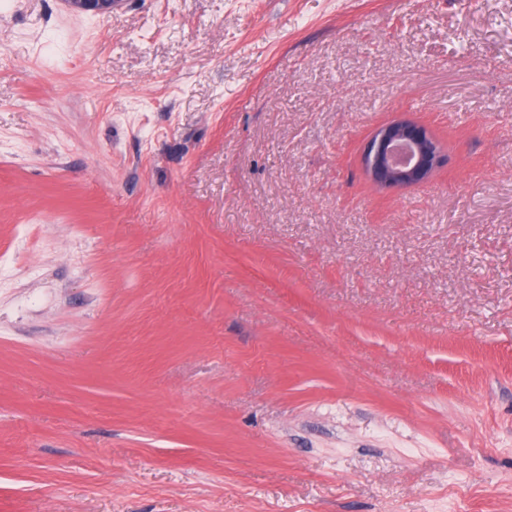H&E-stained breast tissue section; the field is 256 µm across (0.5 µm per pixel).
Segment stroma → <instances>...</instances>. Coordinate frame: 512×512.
Here are the masks:
<instances>
[{
    "mask_svg": "<svg viewBox=\"0 0 512 512\" xmlns=\"http://www.w3.org/2000/svg\"><path fill=\"white\" fill-rule=\"evenodd\" d=\"M0 512H512V0H0ZM361 160L375 184L391 188L427 181L442 155L427 127L401 120L379 127L365 144Z\"/></svg>",
    "mask_w": 512,
    "mask_h": 512,
    "instance_id": "obj_1",
    "label": "stroma"
}]
</instances>
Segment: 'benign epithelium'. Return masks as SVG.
I'll return each mask as SVG.
<instances>
[{
  "mask_svg": "<svg viewBox=\"0 0 512 512\" xmlns=\"http://www.w3.org/2000/svg\"><path fill=\"white\" fill-rule=\"evenodd\" d=\"M70 8L110 15L119 0H66ZM442 161L438 142L429 129L410 121L379 127L362 152L366 175L378 186L406 187L427 181Z\"/></svg>",
  "mask_w": 512,
  "mask_h": 512,
  "instance_id": "7a95c632",
  "label": "benign epithelium"
}]
</instances>
